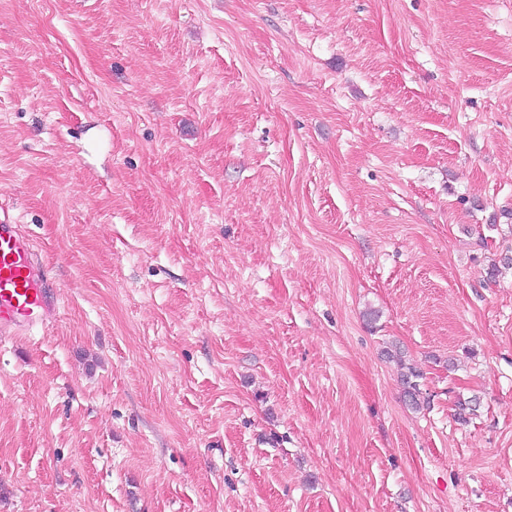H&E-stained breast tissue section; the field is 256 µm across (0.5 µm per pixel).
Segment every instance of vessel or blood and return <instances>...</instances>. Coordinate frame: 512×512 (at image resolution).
<instances>
[{
  "label": "vessel or blood",
  "instance_id": "vessel-or-blood-1",
  "mask_svg": "<svg viewBox=\"0 0 512 512\" xmlns=\"http://www.w3.org/2000/svg\"><path fill=\"white\" fill-rule=\"evenodd\" d=\"M36 262L22 244L17 225L0 222V334L19 333L35 324L52 298L35 287Z\"/></svg>",
  "mask_w": 512,
  "mask_h": 512
}]
</instances>
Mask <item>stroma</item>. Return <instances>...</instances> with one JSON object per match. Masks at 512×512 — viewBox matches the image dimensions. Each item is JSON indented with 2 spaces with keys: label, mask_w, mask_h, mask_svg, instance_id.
I'll list each match as a JSON object with an SVG mask.
<instances>
[{
  "label": "stroma",
  "mask_w": 512,
  "mask_h": 512,
  "mask_svg": "<svg viewBox=\"0 0 512 512\" xmlns=\"http://www.w3.org/2000/svg\"><path fill=\"white\" fill-rule=\"evenodd\" d=\"M0 218V512H512V0H0ZM33 254L22 244L17 224L0 222V334L19 333L35 324L52 298L35 288ZM407 371H405L402 375L403 384H404V396L408 405L412 409H420L424 406V404L429 403V399L423 396V392L420 388V383L418 379L422 377L420 372L415 370L413 367H406Z\"/></svg>",
  "instance_id": "35a3bbf8"
}]
</instances>
